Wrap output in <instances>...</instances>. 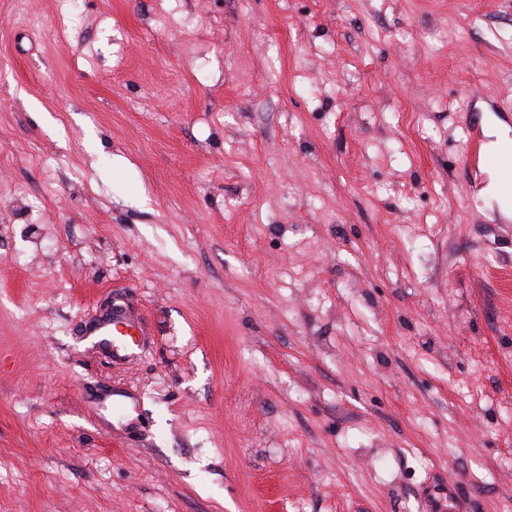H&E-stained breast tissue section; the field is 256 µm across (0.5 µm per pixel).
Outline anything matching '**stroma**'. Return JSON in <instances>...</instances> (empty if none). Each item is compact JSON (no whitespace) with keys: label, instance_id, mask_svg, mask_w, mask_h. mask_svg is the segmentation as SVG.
<instances>
[{"label":"stroma","instance_id":"obj_1","mask_svg":"<svg viewBox=\"0 0 512 512\" xmlns=\"http://www.w3.org/2000/svg\"><path fill=\"white\" fill-rule=\"evenodd\" d=\"M474 91L512 0H0V512H512ZM86 329L90 336H97V344L113 363L135 359L138 354L134 350L139 349L143 336L147 335L130 306L117 298H113L111 308L86 325Z\"/></svg>","mask_w":512,"mask_h":512}]
</instances>
